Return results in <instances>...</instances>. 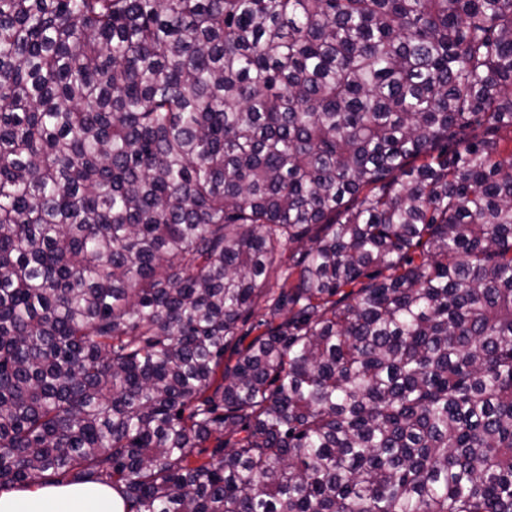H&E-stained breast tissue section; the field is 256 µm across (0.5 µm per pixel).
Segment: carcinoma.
Instances as JSON below:
<instances>
[{
  "mask_svg": "<svg viewBox=\"0 0 512 512\" xmlns=\"http://www.w3.org/2000/svg\"><path fill=\"white\" fill-rule=\"evenodd\" d=\"M501 131L512 0H0V489L512 512Z\"/></svg>",
  "mask_w": 512,
  "mask_h": 512,
  "instance_id": "1",
  "label": "carcinoma"
}]
</instances>
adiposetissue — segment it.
<instances>
[{
    "label": "adipose tissue",
    "instance_id": "adipose-tissue-1",
    "mask_svg": "<svg viewBox=\"0 0 512 512\" xmlns=\"http://www.w3.org/2000/svg\"><path fill=\"white\" fill-rule=\"evenodd\" d=\"M119 492L103 483L57 484L0 490V512H125Z\"/></svg>",
    "mask_w": 512,
    "mask_h": 512
}]
</instances>
